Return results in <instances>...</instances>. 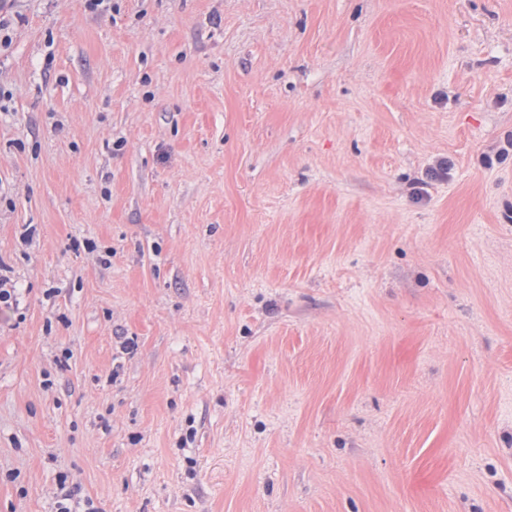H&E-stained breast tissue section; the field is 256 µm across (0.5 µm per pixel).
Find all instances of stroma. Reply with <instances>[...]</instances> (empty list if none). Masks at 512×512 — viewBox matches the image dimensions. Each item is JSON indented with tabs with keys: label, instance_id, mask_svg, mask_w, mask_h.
<instances>
[{
	"label": "stroma",
	"instance_id": "35a3bbf8",
	"mask_svg": "<svg viewBox=\"0 0 512 512\" xmlns=\"http://www.w3.org/2000/svg\"><path fill=\"white\" fill-rule=\"evenodd\" d=\"M0 31V512H512V0Z\"/></svg>",
	"mask_w": 512,
	"mask_h": 512
}]
</instances>
